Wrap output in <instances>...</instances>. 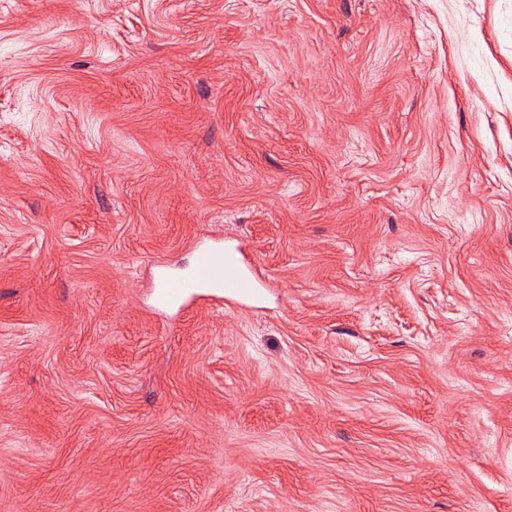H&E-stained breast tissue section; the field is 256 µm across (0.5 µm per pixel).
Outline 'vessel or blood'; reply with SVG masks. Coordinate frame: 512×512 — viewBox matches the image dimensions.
Returning <instances> with one entry per match:
<instances>
[{
	"mask_svg": "<svg viewBox=\"0 0 512 512\" xmlns=\"http://www.w3.org/2000/svg\"><path fill=\"white\" fill-rule=\"evenodd\" d=\"M197 258L190 271L171 276L160 273L155 304L162 309L210 297L224 300L255 299L262 287L242 249L197 242Z\"/></svg>",
	"mask_w": 512,
	"mask_h": 512,
	"instance_id": "obj_1",
	"label": "vessel or blood"
}]
</instances>
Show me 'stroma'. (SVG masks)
Returning <instances> with one entry per match:
<instances>
[{
	"label": "stroma",
	"instance_id": "1",
	"mask_svg": "<svg viewBox=\"0 0 512 512\" xmlns=\"http://www.w3.org/2000/svg\"><path fill=\"white\" fill-rule=\"evenodd\" d=\"M241 246L261 303L152 308ZM512 512V0H0V512Z\"/></svg>",
	"mask_w": 512,
	"mask_h": 512
}]
</instances>
